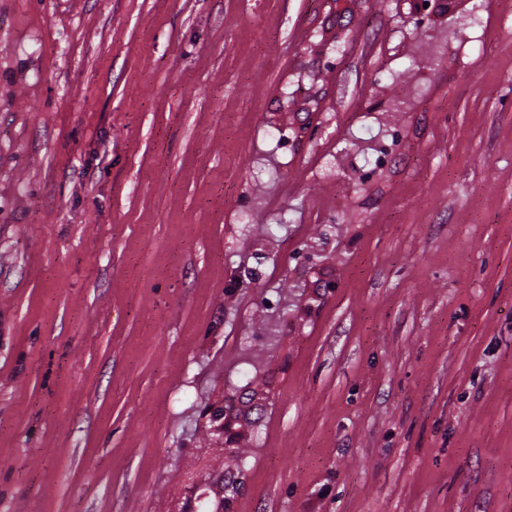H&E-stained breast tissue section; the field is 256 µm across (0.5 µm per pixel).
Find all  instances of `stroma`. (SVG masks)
I'll return each instance as SVG.
<instances>
[{
  "instance_id": "1",
  "label": "stroma",
  "mask_w": 512,
  "mask_h": 512,
  "mask_svg": "<svg viewBox=\"0 0 512 512\" xmlns=\"http://www.w3.org/2000/svg\"><path fill=\"white\" fill-rule=\"evenodd\" d=\"M434 2L0 0V512H512V0ZM230 487L224 473L202 487H193L185 500L182 512H224L227 509L224 491ZM192 502L194 505L192 506Z\"/></svg>"
}]
</instances>
